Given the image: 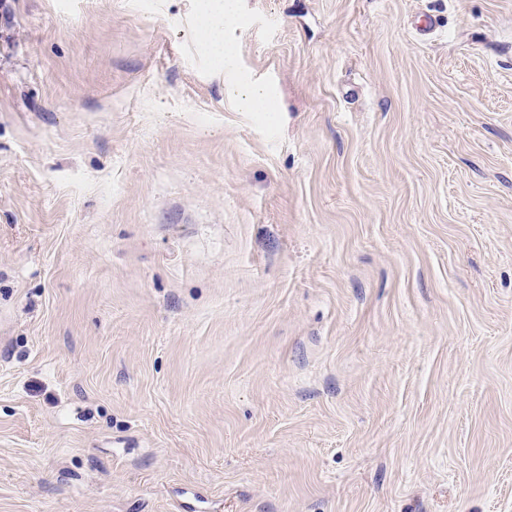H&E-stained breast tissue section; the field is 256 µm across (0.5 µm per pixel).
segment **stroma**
<instances>
[{
  "instance_id": "obj_1",
  "label": "stroma",
  "mask_w": 512,
  "mask_h": 512,
  "mask_svg": "<svg viewBox=\"0 0 512 512\" xmlns=\"http://www.w3.org/2000/svg\"><path fill=\"white\" fill-rule=\"evenodd\" d=\"M229 36L0 0V512H512V0ZM225 92L239 99L248 112H269L267 108V92L265 89L252 85L245 80L237 79L225 86Z\"/></svg>"
}]
</instances>
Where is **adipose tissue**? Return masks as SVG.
I'll use <instances>...</instances> for the list:
<instances>
[{
    "label": "adipose tissue",
    "mask_w": 512,
    "mask_h": 512,
    "mask_svg": "<svg viewBox=\"0 0 512 512\" xmlns=\"http://www.w3.org/2000/svg\"><path fill=\"white\" fill-rule=\"evenodd\" d=\"M239 9V0H197L198 28L204 51L228 73L235 69V57L225 32L235 23Z\"/></svg>",
    "instance_id": "obj_1"
}]
</instances>
